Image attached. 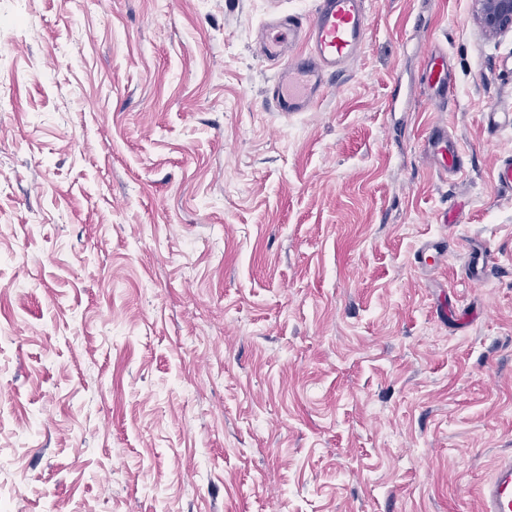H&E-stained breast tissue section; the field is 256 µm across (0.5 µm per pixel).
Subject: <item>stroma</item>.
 <instances>
[{"label":"stroma","instance_id":"1","mask_svg":"<svg viewBox=\"0 0 512 512\" xmlns=\"http://www.w3.org/2000/svg\"><path fill=\"white\" fill-rule=\"evenodd\" d=\"M314 8L0 0L7 512H479L512 457V34L369 0L348 76L284 117L255 46ZM423 81L430 91L431 99L442 106H448L450 76L445 51L438 50L427 57ZM435 139L432 152L439 165V171L451 174L462 172L465 168L466 156L458 143L449 140L448 135L444 132L437 135ZM441 144L443 145L439 147Z\"/></svg>","mask_w":512,"mask_h":512}]
</instances>
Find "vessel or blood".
I'll list each match as a JSON object with an SVG mask.
<instances>
[{"label": "vessel or blood", "mask_w": 512, "mask_h": 512, "mask_svg": "<svg viewBox=\"0 0 512 512\" xmlns=\"http://www.w3.org/2000/svg\"><path fill=\"white\" fill-rule=\"evenodd\" d=\"M367 0H317L311 15H283L269 24L270 37L258 44L263 59L281 69L268 105L283 116L316 107L322 88L345 76L367 36ZM424 83L430 97L448 103L450 76L445 51L432 52L425 64ZM433 149L440 172L459 173L466 156L447 134L436 137ZM480 512H512V459L503 461L494 476L478 490Z\"/></svg>", "instance_id": "obj_1"}]
</instances>
